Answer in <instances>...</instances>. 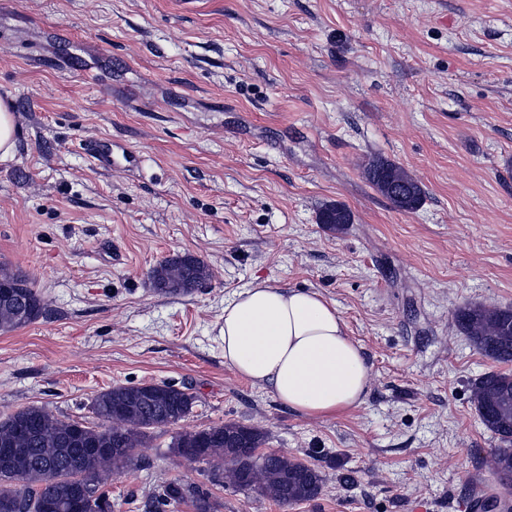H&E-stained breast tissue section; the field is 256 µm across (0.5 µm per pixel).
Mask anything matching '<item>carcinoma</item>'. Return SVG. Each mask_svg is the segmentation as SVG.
<instances>
[{
  "instance_id": "cac0c4a2",
  "label": "carcinoma",
  "mask_w": 512,
  "mask_h": 512,
  "mask_svg": "<svg viewBox=\"0 0 512 512\" xmlns=\"http://www.w3.org/2000/svg\"><path fill=\"white\" fill-rule=\"evenodd\" d=\"M367 180L400 211L417 209L424 200L420 183L402 166L380 157L364 168ZM320 223L341 232L352 223L343 205L330 204ZM159 292L194 293L210 278V268L192 255L167 258L149 273ZM0 286L13 298H0V331L8 332L38 319L42 300L28 279L0 269ZM455 321L486 358L512 363V309L466 304ZM471 401L483 427L506 447L497 449L493 469L512 480V372L492 370L471 384ZM195 396L167 383L114 386L97 394L91 411L106 424L93 428L60 418L43 406H29L0 417V512H112L108 482L142 467L137 449L150 431L184 420ZM262 430L237 422L213 424L176 435L170 451L185 461L210 465L208 481L256 495L281 506L314 501L322 494L321 472L295 457L261 453ZM181 504L193 512H220L222 504L204 484L163 482L142 502L144 512H168Z\"/></svg>"
}]
</instances>
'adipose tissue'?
I'll list each match as a JSON object with an SVG mask.
<instances>
[{"instance_id": "1", "label": "adipose tissue", "mask_w": 512, "mask_h": 512, "mask_svg": "<svg viewBox=\"0 0 512 512\" xmlns=\"http://www.w3.org/2000/svg\"><path fill=\"white\" fill-rule=\"evenodd\" d=\"M224 364L281 406L333 418L362 406L371 369L335 302L257 281L224 299Z\"/></svg>"}]
</instances>
